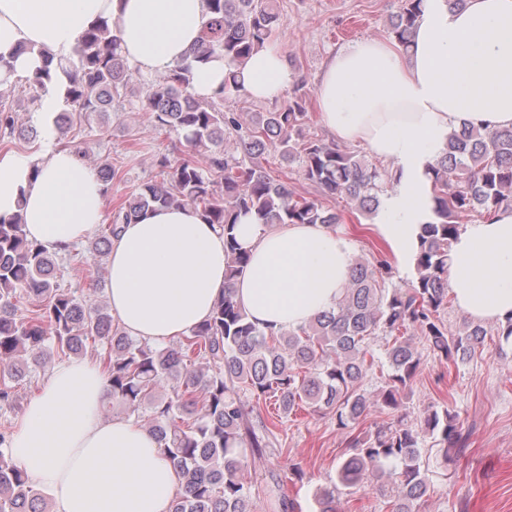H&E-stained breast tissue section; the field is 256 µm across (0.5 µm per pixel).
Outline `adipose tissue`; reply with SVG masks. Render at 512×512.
<instances>
[{"label": "adipose tissue", "instance_id": "adipose-tissue-1", "mask_svg": "<svg viewBox=\"0 0 512 512\" xmlns=\"http://www.w3.org/2000/svg\"><path fill=\"white\" fill-rule=\"evenodd\" d=\"M210 18L207 0H0V56L12 79L67 64L83 32L111 22L120 51L145 74L185 63ZM296 78L274 48L241 67L244 94L279 99ZM321 120L343 143L392 163L385 196L397 222L376 225L403 263L430 206L427 166L460 123L512 127V0H424L409 46L365 39L327 60L316 88ZM94 169L66 148L0 154V217L20 215L29 239L61 252L93 240L104 217ZM250 255L236 299L265 332L292 330L335 307L355 262L352 242L321 224L263 227L242 217ZM224 232L191 207H159L120 225L108 263V300L129 336L156 347L190 333L224 291ZM448 287L478 322L512 314V208L465 225L453 239ZM110 387L95 364L70 359L47 375L15 424L17 460L54 512H171L179 480L157 439L136 420L103 418Z\"/></svg>", "mask_w": 512, "mask_h": 512}]
</instances>
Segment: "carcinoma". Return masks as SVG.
<instances>
[{
  "label": "carcinoma",
  "mask_w": 512,
  "mask_h": 512,
  "mask_svg": "<svg viewBox=\"0 0 512 512\" xmlns=\"http://www.w3.org/2000/svg\"><path fill=\"white\" fill-rule=\"evenodd\" d=\"M423 0H402L391 35L409 43ZM211 14L190 61L161 73L146 97L153 127L181 131L190 149L177 160L156 156L160 179L142 183L115 206L104 234L92 244L93 254L110 248L118 225L128 224L156 206H191L224 230L230 263L224 294L211 316L177 346L157 348L139 342L113 325L100 307L88 306L53 281V254L30 241L15 215L0 217V408L17 401L16 385L40 363L47 351L81 355L88 340L106 345L104 368L114 407L137 416L154 434L182 478V492L172 512H252L247 472L264 447L252 420L255 400L275 398L285 416L306 405L330 414L341 429L354 427L370 408L395 410L420 365L417 352L402 337L422 336L437 357L464 362L496 337L498 352L512 348V316L493 329L465 322L455 330L439 319L448 303L451 240L462 220L485 218L512 206V127L486 131L462 124L445 151L429 165L430 214L420 225L410 267V287H388L389 260L378 255L368 264L355 260L348 287L336 308L296 330L266 334L239 306L232 282L248 261L234 235L237 219L252 215L258 223H343L342 215L323 205L324 197H345L367 214L380 206V195L394 188L392 172L379 169L334 143L306 137L312 113L302 97L285 108L257 112L251 122L224 108V100L240 96L239 69L252 53L268 46L279 16L275 0H207ZM27 80L39 98L53 88L63 95L65 110L54 118L63 128L68 111L110 109L126 95L132 69L122 56L112 24L106 20L77 39L76 61L64 70L65 82L54 81L49 56ZM215 57L224 58L227 72L217 95L206 101L192 93V71ZM0 132H16V116L0 101ZM233 140V149L224 141ZM299 165L303 179L320 190L304 196L288 188L283 172L267 157ZM28 297L39 309L17 317V302ZM389 336L386 349L391 372L377 395L362 388L366 370L374 365L370 339ZM204 355L212 371L191 369L193 355ZM171 386V395L158 396ZM421 426L440 445L460 452L469 435L448 408L430 407ZM11 436L0 432V512H46V495L35 488L10 448ZM421 432L401 421L375 426L351 441L337 470L338 484L314 496L317 512H336V496L365 487L370 479L390 480L391 512H416L433 492L423 468Z\"/></svg>",
  "instance_id": "carcinoma-1"
}]
</instances>
